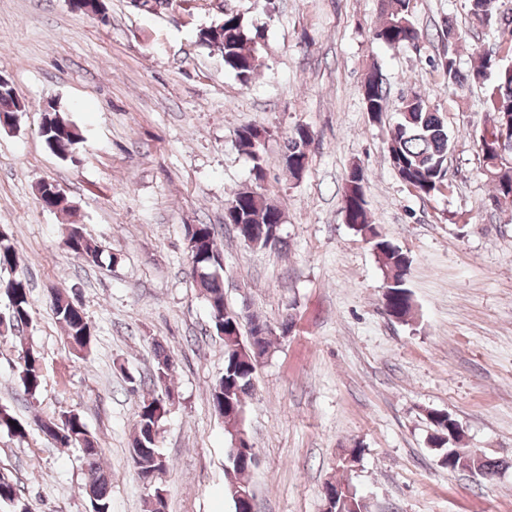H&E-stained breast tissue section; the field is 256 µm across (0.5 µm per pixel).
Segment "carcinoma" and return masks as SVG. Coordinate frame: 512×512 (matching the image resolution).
Here are the masks:
<instances>
[{
    "label": "carcinoma",
    "mask_w": 512,
    "mask_h": 512,
    "mask_svg": "<svg viewBox=\"0 0 512 512\" xmlns=\"http://www.w3.org/2000/svg\"><path fill=\"white\" fill-rule=\"evenodd\" d=\"M411 0H383L382 25L372 32V40L399 49L416 45L421 32L410 13ZM467 15L472 26L490 29L501 18L503 0H466ZM223 40L200 30L197 42L207 48L215 47L224 55V69L233 73L239 82L248 85L262 61L258 46L263 39L260 29L250 27L237 14H224L222 25ZM458 32L453 21L443 22L438 38L444 45L438 65L444 71L448 91L462 95L474 87L487 88L491 119L488 133L495 137L491 142L476 139L481 168L491 169V162L496 158V138L512 137V71L501 63L497 54L483 52L478 54L477 65L463 70L458 62L455 50ZM362 98L366 112L374 121L381 120L383 113L389 111V97L386 82L372 69L367 73L362 84ZM25 110V105L17 94L9 89L0 91V117L13 119ZM40 135L46 146L62 155L74 150L80 142L78 129L64 119L60 112L52 110L46 113L40 127ZM268 131L256 125H244L237 130L236 145L254 162V178L264 179L263 148ZM314 137L307 134L300 125L288 137L284 152L290 157L308 158L307 147ZM388 147L399 167L398 177L407 186L415 187L421 194L428 196L440 191L447 177L448 151L452 141L448 135L442 117L429 110L424 97L414 93L402 99L396 122L388 130ZM499 178L493 181L496 191L495 200L512 198V167L497 169ZM343 212L345 223L357 234L367 237L376 251L386 274V293L384 299L392 309V314L399 320L406 321L414 315V302L406 287L411 261L399 247L386 239L376 228L372 212L366 197L365 179L362 169L354 167L344 180L342 188ZM234 205L235 222L230 227L236 236H242L251 225L276 226L282 223V211L258 190L238 191L226 199ZM184 234L201 242L199 251L190 256L193 269L198 273V282L207 301L214 329H219L216 319L224 323V373L210 389V402L215 412L224 418L229 432L244 434L240 428L241 419L238 412L244 410L245 400L253 390V379L257 361L245 359L239 354V348L258 347L264 353L272 346L271 330L266 321L257 316L240 321V313L224 303L223 279L211 273L215 267L217 248L215 227L212 224H187ZM64 246L77 258L97 263L101 251L93 245L80 230L78 225H69L64 238ZM16 266V251L9 237L0 235V272L13 271ZM0 293L9 302L8 327L19 333L28 327L31 321V302L27 283L20 277L0 280ZM50 302L56 319L66 333L71 350L84 354L90 348L93 326L82 306L75 302L63 288H54ZM20 363L19 380L24 394L33 398L39 392L42 382V359L38 351L27 347ZM156 367L152 376L153 385L164 388L161 394L152 395V399L142 400L132 445L144 444L148 452L141 456L138 465L142 470L163 469L165 459L159 451V425L168 411L170 400L167 383L173 370V361L158 349ZM434 433L436 450L439 451L440 463L453 470L465 468L466 459L449 447L448 414L439 413L430 417ZM54 425L62 437H54L55 444L64 448L76 447L80 450L86 467L87 479L81 487L82 493L89 499L92 509L109 510L110 474L101 463L102 448L97 439L89 432L85 422L77 413L66 412L57 419H48L40 423L41 432L50 435L49 425ZM0 431L13 437L23 438L28 433V424L7 408L0 407ZM229 482L227 492L235 497V489H249L247 476L254 466L251 458L237 455L228 458ZM336 499L334 512H366L365 502L349 486L335 483ZM0 503L10 504L15 512H26V506L20 501V489L17 484L0 478Z\"/></svg>",
    "instance_id": "1"
}]
</instances>
